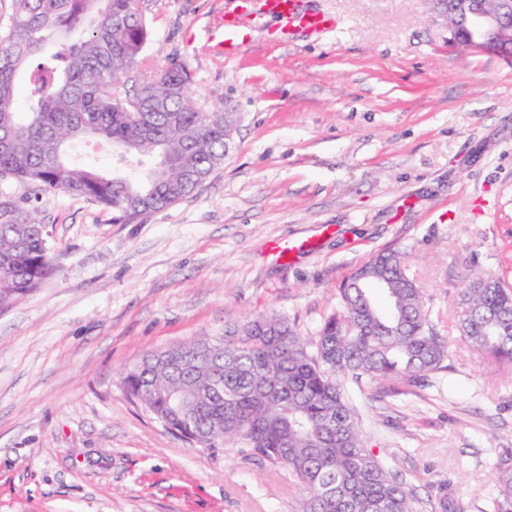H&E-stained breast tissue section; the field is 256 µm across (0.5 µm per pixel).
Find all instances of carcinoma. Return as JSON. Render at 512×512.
I'll return each mask as SVG.
<instances>
[{"label":"carcinoma","mask_w":512,"mask_h":512,"mask_svg":"<svg viewBox=\"0 0 512 512\" xmlns=\"http://www.w3.org/2000/svg\"><path fill=\"white\" fill-rule=\"evenodd\" d=\"M147 39L137 0H11L0 27V181L85 198L133 222L209 179L228 153L235 113L192 97L190 74L174 58L131 79ZM88 138L155 166L115 176L71 160L68 148ZM53 273L37 214L0 191V311ZM454 327L476 350L512 365V284L468 280ZM448 359L403 253L387 250L344 280L314 341L285 317L257 314L142 356L123 385L189 444L239 440L249 456L288 468L302 512H417L412 492L366 446L342 378L419 384ZM174 393L188 412L172 410ZM492 512H512V469L498 478Z\"/></svg>","instance_id":"cac0c4a2"}]
</instances>
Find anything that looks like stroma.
I'll return each mask as SVG.
<instances>
[{
  "label": "stroma",
  "mask_w": 512,
  "mask_h": 512,
  "mask_svg": "<svg viewBox=\"0 0 512 512\" xmlns=\"http://www.w3.org/2000/svg\"><path fill=\"white\" fill-rule=\"evenodd\" d=\"M309 2L339 26L285 44L264 18L228 56L212 33L239 0H139L142 73L178 59L201 103L235 115L223 166L186 199L127 224L11 184L56 271L0 312V512H298L287 469L191 446L122 372L254 313L315 338L341 281L387 248L451 357L421 385L348 379L346 395L418 512L442 489L486 512L512 466V367L451 325L470 275L512 282V58L453 46L424 0Z\"/></svg>",
  "instance_id": "stroma-1"
}]
</instances>
